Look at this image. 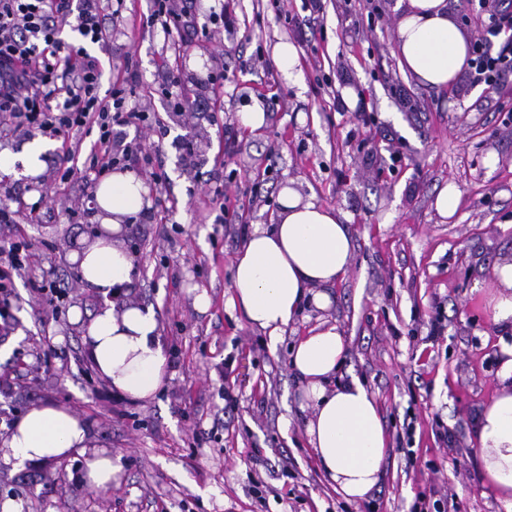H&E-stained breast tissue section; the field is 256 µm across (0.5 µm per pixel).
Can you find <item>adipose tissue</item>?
<instances>
[{
  "mask_svg": "<svg viewBox=\"0 0 512 512\" xmlns=\"http://www.w3.org/2000/svg\"><path fill=\"white\" fill-rule=\"evenodd\" d=\"M395 28L400 62L422 84L455 83L467 67L470 43L448 15V0H398ZM148 194L141 179L116 171L95 193L102 235L75 250L82 279L102 298L130 284L132 256L120 246L125 218L140 212ZM276 224L255 227L232 267L230 304L243 321L277 341L307 304L326 308V286L343 280L351 267L353 243L336 209L303 199L286 187L279 193ZM84 345L94 368L112 389L134 401L151 399L162 384L167 357L154 310L107 306L89 320ZM346 344L337 325L301 337L290 364L304 405L312 410L306 433L318 464L337 491L364 499L383 477L390 448L374 396L358 379L338 382ZM500 390L476 420L484 480L512 507V345H502ZM86 423L69 407L42 404L16 421L0 442V455L18 464L65 458L86 447Z\"/></svg>",
  "mask_w": 512,
  "mask_h": 512,
  "instance_id": "1",
  "label": "adipose tissue"
}]
</instances>
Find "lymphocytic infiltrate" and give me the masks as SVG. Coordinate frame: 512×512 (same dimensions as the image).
Wrapping results in <instances>:
<instances>
[{
    "label": "lymphocytic infiltrate",
    "instance_id": "f902f5d3",
    "mask_svg": "<svg viewBox=\"0 0 512 512\" xmlns=\"http://www.w3.org/2000/svg\"><path fill=\"white\" fill-rule=\"evenodd\" d=\"M194 0H149L145 24L187 36H212L232 30L228 5L211 11L204 25L193 17ZM488 22L471 44L468 71L474 84L495 92L512 73V0H480ZM105 0H0V127L40 133L59 140L63 153L53 162L59 182L78 171L102 175L131 165L146 167L153 157L143 145L117 143L119 126L152 124L150 113L129 106L127 86L103 88L102 68L89 46L108 37ZM75 21L80 39L69 43L61 28ZM503 37L494 47L495 37ZM97 138L83 151L81 133Z\"/></svg>",
    "mask_w": 512,
    "mask_h": 512
}]
</instances>
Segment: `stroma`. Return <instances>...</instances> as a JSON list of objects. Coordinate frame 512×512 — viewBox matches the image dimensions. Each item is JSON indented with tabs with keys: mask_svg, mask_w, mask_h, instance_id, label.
<instances>
[{
	"mask_svg": "<svg viewBox=\"0 0 512 512\" xmlns=\"http://www.w3.org/2000/svg\"><path fill=\"white\" fill-rule=\"evenodd\" d=\"M394 5L323 0L310 28L304 0H232L233 32L185 41L143 27L147 0H124L110 45L91 47L103 84L132 86L162 127L120 132L146 147L161 142L153 169L166 175L163 222L127 225L121 238L136 272L113 300L158 317L167 368L144 403L112 390L83 343L104 301L70 255L95 239L100 220L78 224L69 210L94 206V186L78 175L41 196L24 157L42 144L49 176L60 141L0 136L14 155L0 185L21 202L0 240L25 236L34 252L31 270L0 294V441L47 402L73 407L91 439L60 460L0 461V502L22 512H410L423 495L442 512H506L482 477L474 427L499 385L500 345L512 344V331L492 323L484 288L496 265L512 262V76L491 95L463 76L441 90L420 84L395 52ZM282 42L297 49L299 80L278 66ZM173 75L201 110L169 108L161 89ZM349 89L367 101L366 117L337 111ZM253 108L266 118L250 131L237 115ZM450 185L459 205L444 218L435 199ZM218 186L235 205L224 223ZM286 186L344 213L354 252L331 306L305 307L273 343L229 298L236 254L254 225L275 223ZM41 279L68 290L65 307L45 303L34 288ZM438 316L444 331L429 337ZM322 323L342 331L341 372L371 389L390 440L383 478L361 501L320 470L290 368L293 345ZM102 450L121 471L96 491L84 473Z\"/></svg>",
	"mask_w": 512,
	"mask_h": 512,
	"instance_id": "35a3bbf8",
	"label": "stroma"
}]
</instances>
